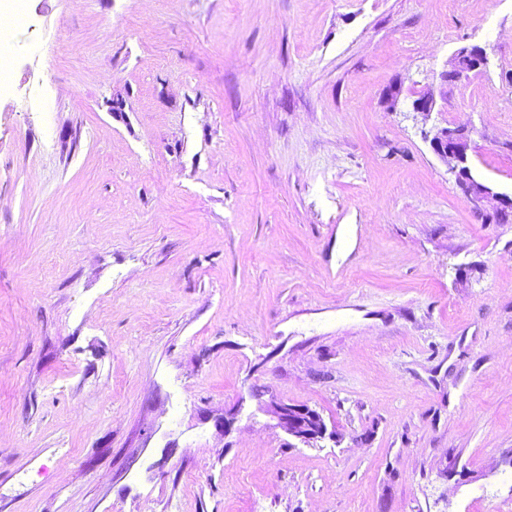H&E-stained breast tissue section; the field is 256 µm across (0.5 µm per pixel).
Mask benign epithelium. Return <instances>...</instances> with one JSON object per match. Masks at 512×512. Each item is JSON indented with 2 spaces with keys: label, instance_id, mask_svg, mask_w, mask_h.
Instances as JSON below:
<instances>
[{
  "label": "benign epithelium",
  "instance_id": "obj_1",
  "mask_svg": "<svg viewBox=\"0 0 512 512\" xmlns=\"http://www.w3.org/2000/svg\"><path fill=\"white\" fill-rule=\"evenodd\" d=\"M488 64L485 48H463L455 55L450 70L443 74V78L448 82L480 73ZM430 146L440 158L453 162L451 171L456 179L466 184V196L475 206L501 218L512 215V196L494 191L472 175L468 156L469 134L458 128L438 127L430 139ZM267 412L276 420L277 427L302 443L323 439L327 434L323 417L307 406L291 405L272 397L267 404Z\"/></svg>",
  "mask_w": 512,
  "mask_h": 512
}]
</instances>
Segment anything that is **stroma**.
I'll use <instances>...</instances> for the list:
<instances>
[{
	"mask_svg": "<svg viewBox=\"0 0 512 512\" xmlns=\"http://www.w3.org/2000/svg\"><path fill=\"white\" fill-rule=\"evenodd\" d=\"M0 8V512H512V0ZM489 64L485 48L473 46L461 49L454 57L450 70L443 74L445 81H453L469 74L483 72ZM430 146L434 153L443 160L453 162L452 173L456 180L466 184V196L479 209L486 211L487 215L498 217L511 216L512 196L499 193L489 185L478 181L472 175L468 166L470 150V138L468 130L465 134L461 129H449L448 127H437L433 137L430 139ZM267 412L276 420L277 427L302 443L324 439L327 434L323 417L307 406L291 405L273 397Z\"/></svg>",
	"mask_w": 512,
	"mask_h": 512,
	"instance_id": "stroma-1",
	"label": "stroma"
}]
</instances>
